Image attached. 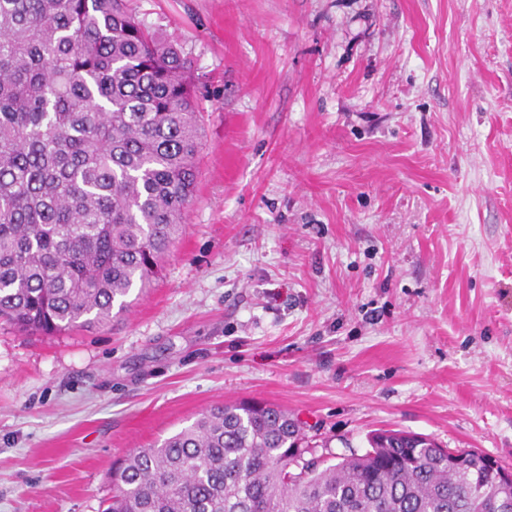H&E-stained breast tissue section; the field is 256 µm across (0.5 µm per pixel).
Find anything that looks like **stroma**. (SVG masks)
Listing matches in <instances>:
<instances>
[{
  "label": "stroma",
  "mask_w": 512,
  "mask_h": 512,
  "mask_svg": "<svg viewBox=\"0 0 512 512\" xmlns=\"http://www.w3.org/2000/svg\"><path fill=\"white\" fill-rule=\"evenodd\" d=\"M193 63L197 193L91 330L0 325V512L258 400L326 459L379 429L512 466V0H129Z\"/></svg>",
  "instance_id": "stroma-1"
}]
</instances>
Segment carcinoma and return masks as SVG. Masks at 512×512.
<instances>
[{"label": "carcinoma", "mask_w": 512, "mask_h": 512, "mask_svg": "<svg viewBox=\"0 0 512 512\" xmlns=\"http://www.w3.org/2000/svg\"><path fill=\"white\" fill-rule=\"evenodd\" d=\"M191 60L125 0H0V320L45 334L127 311L197 181ZM336 463L294 415L226 402L112 473L104 512H512L499 470L400 430Z\"/></svg>", "instance_id": "carcinoma-1"}]
</instances>
